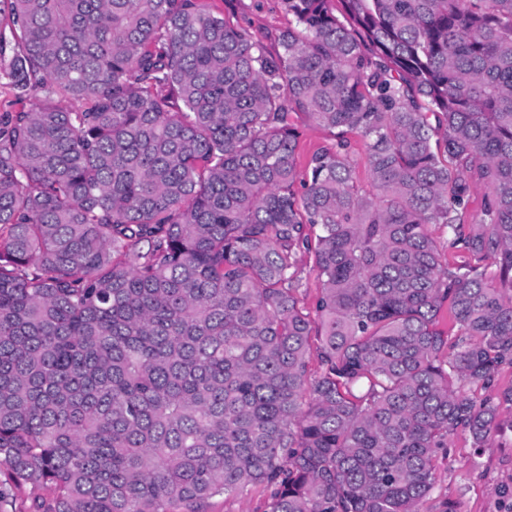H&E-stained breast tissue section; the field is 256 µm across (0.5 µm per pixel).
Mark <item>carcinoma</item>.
<instances>
[{
	"instance_id": "1",
	"label": "carcinoma",
	"mask_w": 512,
	"mask_h": 512,
	"mask_svg": "<svg viewBox=\"0 0 512 512\" xmlns=\"http://www.w3.org/2000/svg\"><path fill=\"white\" fill-rule=\"evenodd\" d=\"M330 2L282 0L271 53L201 0H0V82L35 97L0 112V472L51 490L26 512L256 484L267 512H418L448 439L495 433L512 0ZM296 114L334 137L303 169ZM296 260L297 266L301 272V286L299 289V296L309 307L315 301L320 289L319 282L313 270L315 266L314 251H300L296 255Z\"/></svg>"
}]
</instances>
